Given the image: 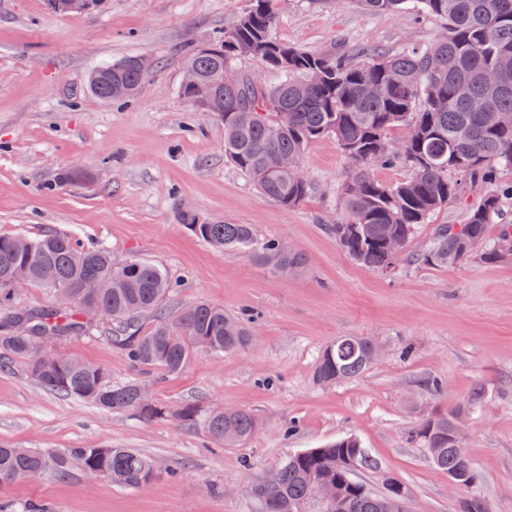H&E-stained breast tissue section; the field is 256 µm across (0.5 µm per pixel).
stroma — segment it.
Returning a JSON list of instances; mask_svg holds the SVG:
<instances>
[{"instance_id": "stroma-1", "label": "stroma", "mask_w": 512, "mask_h": 512, "mask_svg": "<svg viewBox=\"0 0 512 512\" xmlns=\"http://www.w3.org/2000/svg\"><path fill=\"white\" fill-rule=\"evenodd\" d=\"M250 0H102L99 10L62 14L47 0H0V235L57 232L82 246H107L115 260H148L176 282L166 308L203 300L236 314L250 310L248 348L224 355L194 351L175 375L135 370L103 336H74L55 351L108 370L113 382L143 381L153 400L194 406L195 426L146 421L43 390L20 366L0 371V440L27 448H132L159 475L126 488L87 481L80 470L0 490V505L22 512H249L238 489L289 455L356 437L370 467L358 479L383 491L393 478L415 512H459L462 498L490 512H512V257L448 269L385 273L351 259L327 230L340 218L337 192L346 161L334 138L302 158L315 184L287 208L263 196L224 156V124L179 94L183 59L219 36ZM276 35L311 51L390 52L423 47L447 33L435 16L371 13L359 0L322 8L273 0ZM147 56L158 66L128 103H106L87 89L104 64ZM83 179L61 184L60 170ZM254 225L283 241L301 268L272 272L243 251L214 250L178 218ZM339 336H373L385 351L358 378L320 387L318 356ZM410 357H403L404 349ZM441 377L442 394L425 378ZM484 397L462 422L465 450L480 474L450 489L446 472L406 439L429 413ZM240 409L258 421L247 441L214 440L207 418Z\"/></svg>"}]
</instances>
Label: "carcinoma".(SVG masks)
Here are the masks:
<instances>
[{"instance_id":"1","label":"carcinoma","mask_w":512,"mask_h":512,"mask_svg":"<svg viewBox=\"0 0 512 512\" xmlns=\"http://www.w3.org/2000/svg\"><path fill=\"white\" fill-rule=\"evenodd\" d=\"M372 13L435 15L448 21V36L423 49L396 53L381 49L361 52L357 60L338 52L312 53L279 40L271 0H251L224 35L192 49L183 65L200 73L196 88H179L188 102L204 103L202 111L224 122V155L265 196L295 207L312 192L310 180H297L281 159L301 162L307 147L331 136L347 161L341 184L344 218L332 224L340 248L353 260L376 270L395 269L402 262L448 268L465 263L494 264L505 252L486 245L490 226L499 224L512 183L485 192L467 210L462 224H437L425 250L408 251L417 227L459 200L469 186L492 181L499 168L512 170V68L490 83L486 73L506 58L512 60V0H361ZM249 58L280 76L278 84L261 86L239 74L236 86L213 90L216 72ZM129 59L96 68L89 90L105 101H122L139 88L145 72L128 66ZM481 98L501 122L489 125L472 111ZM288 113V124L271 132L275 117ZM404 164L409 175L397 182L378 179L377 166ZM182 223L218 251L245 250L266 263L278 258L277 272L302 265V257L275 239H260L252 224L198 221L189 211ZM398 236L405 249L393 256L387 238ZM0 236V369L15 362L46 390L60 392L114 413L132 412L146 420L161 419L168 409L141 401L145 385L132 379L114 384L100 366H75L61 356L49 368L32 353L36 343L28 330L39 326L61 340L105 330L112 343L137 368H160L177 374L196 349L213 355L243 350L252 341V315H230L205 302L174 311L163 301L175 293L174 283L159 266L141 259L116 262L101 246L85 248L71 238L46 234L25 239ZM24 265L30 284L45 288L54 302L23 310L8 288L14 267ZM87 280L100 288L88 296ZM99 307L106 320L90 314ZM154 327L140 331L141 318ZM370 336H341L318 357L313 378L320 386L354 379L373 366ZM450 408L420 421L407 439L432 448L430 462L446 473L464 468L452 442ZM258 428L247 411L214 413L207 420L210 435L226 445L250 438ZM359 447L346 437L324 448H307L288 456L276 468L277 480L254 484L259 512H298L313 497L311 479L340 487L345 512H396L367 484L336 469V459ZM103 471L113 484L139 487L155 479L154 461L129 448H21L0 440V488L17 480L51 474Z\"/></svg>"}]
</instances>
